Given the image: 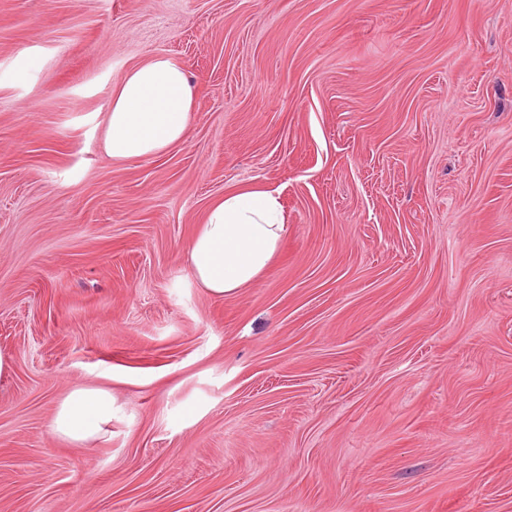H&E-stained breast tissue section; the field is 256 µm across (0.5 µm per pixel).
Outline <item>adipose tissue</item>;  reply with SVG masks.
<instances>
[{
	"mask_svg": "<svg viewBox=\"0 0 512 512\" xmlns=\"http://www.w3.org/2000/svg\"><path fill=\"white\" fill-rule=\"evenodd\" d=\"M194 89L181 63L156 55L127 70L112 87L104 117V154L115 162L156 158L184 143L191 131ZM285 231L278 190L225 191L207 207L187 247L195 284L217 298L238 295L258 282ZM112 420V395L74 386L60 402L50 428L74 443L101 436Z\"/></svg>",
	"mask_w": 512,
	"mask_h": 512,
	"instance_id": "ef3b65f1",
	"label": "adipose tissue"
}]
</instances>
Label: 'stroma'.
<instances>
[{"label":"stroma","instance_id":"obj_1","mask_svg":"<svg viewBox=\"0 0 512 512\" xmlns=\"http://www.w3.org/2000/svg\"><path fill=\"white\" fill-rule=\"evenodd\" d=\"M156 54L191 134L112 162ZM245 185L283 241L218 299L186 249ZM0 353V512H512V0H0ZM112 421V394L103 388L74 386L60 402L51 431L74 443L101 436L104 426Z\"/></svg>","mask_w":512,"mask_h":512}]
</instances>
